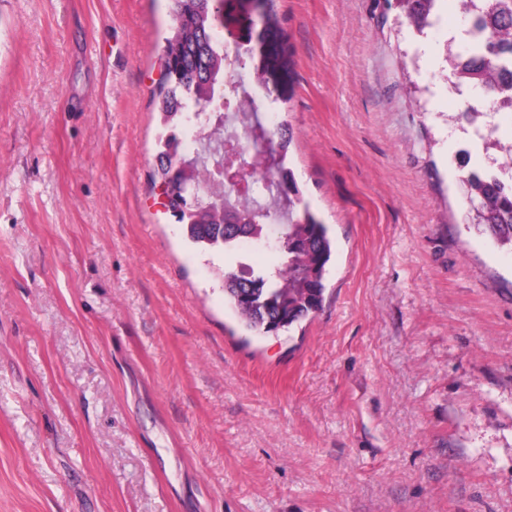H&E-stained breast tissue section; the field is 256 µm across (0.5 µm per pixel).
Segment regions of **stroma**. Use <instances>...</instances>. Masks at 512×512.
Masks as SVG:
<instances>
[{"label":"stroma","mask_w":512,"mask_h":512,"mask_svg":"<svg viewBox=\"0 0 512 512\" xmlns=\"http://www.w3.org/2000/svg\"><path fill=\"white\" fill-rule=\"evenodd\" d=\"M321 309L248 331L155 185L169 0H0V512H512V247L466 217L440 0H276ZM440 0H399L400 7L408 23L417 30L430 26L433 22L436 3Z\"/></svg>","instance_id":"1"}]
</instances>
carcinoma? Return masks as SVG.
Segmentation results:
<instances>
[{"instance_id": "1", "label": "carcinoma", "mask_w": 512, "mask_h": 512, "mask_svg": "<svg viewBox=\"0 0 512 512\" xmlns=\"http://www.w3.org/2000/svg\"><path fill=\"white\" fill-rule=\"evenodd\" d=\"M275 0H171L175 21L166 40L160 111L170 133L158 155V177L169 198L167 209L183 224L197 246L231 251L243 238L265 245L278 259L271 272H255L243 264L224 272V297L249 330L276 333L306 319L322 307L324 275L331 241L321 220L306 203L293 170L285 166L291 136L284 125L262 124L256 101L226 69L224 37L218 13L235 17L232 34L238 59L249 62L256 84L277 99H289L279 80L292 69V52L279 24ZM408 23L421 31L433 22L439 0H399ZM466 41L448 46V61L460 84L492 93L494 106L512 112V0H463ZM245 97L251 109L250 129L260 130L268 150L278 156V181L265 192L238 195L222 182L208 190L211 151L238 140L239 126L224 118L218 92ZM206 101L207 112L187 113L188 103ZM262 150L242 153L248 175L264 179ZM472 205L469 219L482 224L504 244H512V184L472 167L463 177Z\"/></svg>"}]
</instances>
